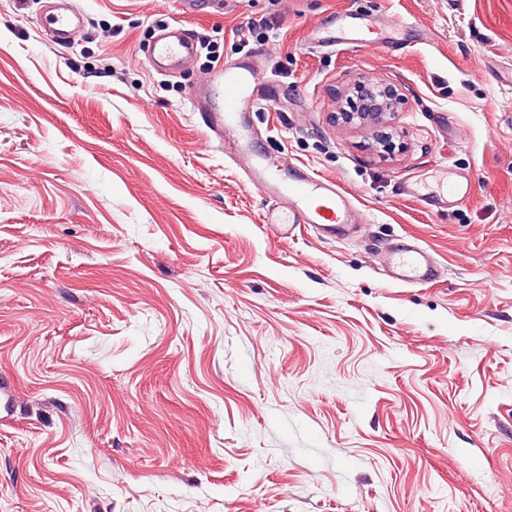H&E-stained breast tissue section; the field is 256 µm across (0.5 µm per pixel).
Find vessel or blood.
<instances>
[{
    "label": "vessel or blood",
    "mask_w": 512,
    "mask_h": 512,
    "mask_svg": "<svg viewBox=\"0 0 512 512\" xmlns=\"http://www.w3.org/2000/svg\"><path fill=\"white\" fill-rule=\"evenodd\" d=\"M41 26L53 46L64 47L80 37L81 14L74 0H51ZM408 23L395 20L386 31L358 22L351 11L326 17L306 34L309 44H348L363 49L382 43L398 51L397 35L408 30ZM196 51L192 30L184 25L168 27L154 38L146 60L155 70L180 72ZM192 108L203 125L224 141L227 155L247 178L249 187L263 193L269 208L263 221L275 237L291 239L302 230L312 229L329 239L347 238L352 229L365 223L353 195L335 179L311 173L305 165H285L261 151L250 122L253 112L270 105L271 84L256 66L220 65L212 69L206 82L189 95ZM408 194L420 195L429 207L446 203L448 198L466 194L460 183L442 185L440 192L420 194L418 186L408 185ZM379 264L389 281L403 286H425L438 280L440 267L429 250L415 238L403 237L386 247Z\"/></svg>",
    "instance_id": "b4317fda"
}]
</instances>
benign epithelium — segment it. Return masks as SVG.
<instances>
[{
  "label": "benign epithelium",
  "instance_id": "benign-epithelium-1",
  "mask_svg": "<svg viewBox=\"0 0 512 512\" xmlns=\"http://www.w3.org/2000/svg\"><path fill=\"white\" fill-rule=\"evenodd\" d=\"M353 91L357 92L360 111H340L334 115L336 122L369 128L389 127L404 104L400 89L385 80L359 81Z\"/></svg>",
  "mask_w": 512,
  "mask_h": 512
}]
</instances>
